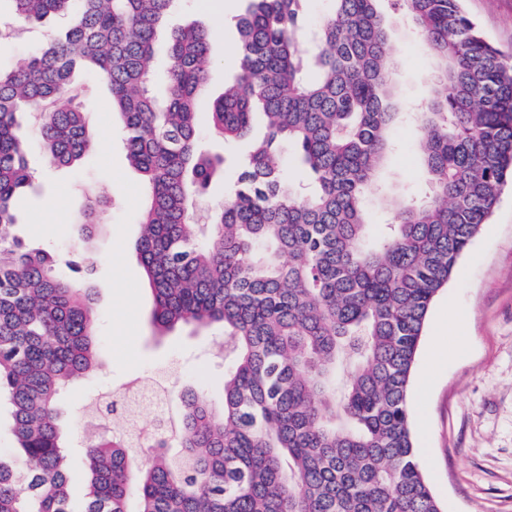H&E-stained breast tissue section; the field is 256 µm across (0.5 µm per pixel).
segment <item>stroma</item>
I'll list each match as a JSON object with an SVG mask.
<instances>
[{
	"instance_id": "stroma-1",
	"label": "stroma",
	"mask_w": 512,
	"mask_h": 512,
	"mask_svg": "<svg viewBox=\"0 0 512 512\" xmlns=\"http://www.w3.org/2000/svg\"><path fill=\"white\" fill-rule=\"evenodd\" d=\"M243 8L244 0H232L225 12L212 10L208 0H182L169 20L173 27L222 28V38L209 45L210 95L221 93L225 82L239 74L235 18ZM463 8L488 40L512 54V0H463ZM62 26L52 18L20 22L9 0H0V68L24 65ZM391 56L408 111H423L432 64L416 31L399 14L391 18ZM75 87L98 145L79 166L51 165L36 132V116L25 115L22 132L35 179L33 190L17 199L15 209L22 235L32 245L54 250L64 263L80 241L85 195L108 197L106 226L93 245L99 364L64 402L68 430L83 439L90 431L80 409L86 395L171 368L176 389L194 388L217 408L226 364L220 328L199 333L179 328L156 336L153 296L135 250L144 183L128 164L121 117L103 105L104 85L84 71ZM416 137L415 124L406 121L398 127L391 167L372 183L370 195L390 188L422 193ZM199 143L226 161L224 174L214 178L202 202L207 209L223 204L247 144L216 139L205 123L199 127ZM408 406L420 466L442 512H512V184L504 187L493 215L430 307Z\"/></svg>"
}]
</instances>
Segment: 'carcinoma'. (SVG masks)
Here are the masks:
<instances>
[{"label":"carcinoma","instance_id":"cac0c4a2","mask_svg":"<svg viewBox=\"0 0 512 512\" xmlns=\"http://www.w3.org/2000/svg\"><path fill=\"white\" fill-rule=\"evenodd\" d=\"M17 19L62 33L0 70V397L18 460L0 457V512H440L420 469L408 390L430 305L512 180V58L462 0H396L433 73L426 110L399 111L381 0H332L308 29L304 0H247L236 16L241 74L209 103L213 32L171 30L167 94L152 90L155 38L176 0H9ZM89 69L127 131L149 202L137 244L160 335L224 330L220 411L177 393L174 432L123 433L79 447L87 491L68 476L61 400L95 363L93 261L61 280L54 258L16 238L13 203L31 185L19 118L39 112L48 161L94 147L71 78ZM224 140L265 132L206 224L193 205L224 163L200 149L201 112ZM429 195H382L392 222L366 217L367 189L406 117ZM291 143L314 190L279 163ZM101 200H86L91 237Z\"/></svg>","mask_w":512,"mask_h":512}]
</instances>
